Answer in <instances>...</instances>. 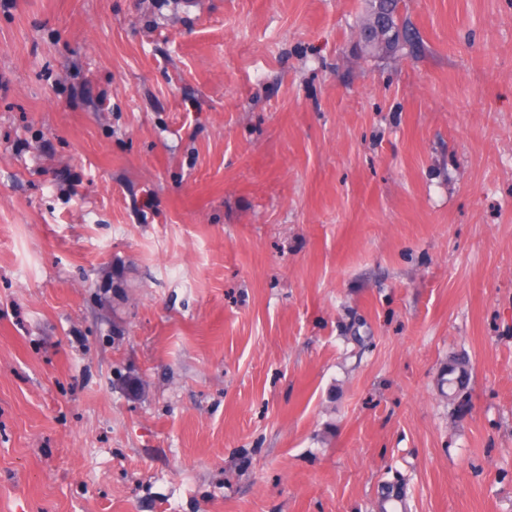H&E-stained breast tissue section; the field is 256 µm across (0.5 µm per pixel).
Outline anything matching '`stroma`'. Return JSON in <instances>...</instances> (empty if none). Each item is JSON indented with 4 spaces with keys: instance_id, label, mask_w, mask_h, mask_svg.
I'll return each instance as SVG.
<instances>
[{
    "instance_id": "35a3bbf8",
    "label": "stroma",
    "mask_w": 512,
    "mask_h": 512,
    "mask_svg": "<svg viewBox=\"0 0 512 512\" xmlns=\"http://www.w3.org/2000/svg\"><path fill=\"white\" fill-rule=\"evenodd\" d=\"M405 3L0 0V512H512V0ZM399 2V0L369 1L370 15L361 30L372 31L373 41L365 46L366 52L371 54L370 56L363 55L365 58L374 57L383 51L402 52L403 55H413L417 52L418 37L407 20L401 18ZM379 16L387 18L390 24L389 32H377ZM471 368L466 357H454L439 379L440 393L453 405L461 408L467 402ZM445 388L448 390L446 391ZM400 488L401 485L398 483H388L382 488L378 505L379 512L405 511L403 494Z\"/></svg>"
}]
</instances>
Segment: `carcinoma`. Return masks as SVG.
<instances>
[{"instance_id":"1","label":"carcinoma","mask_w":512,"mask_h":512,"mask_svg":"<svg viewBox=\"0 0 512 512\" xmlns=\"http://www.w3.org/2000/svg\"><path fill=\"white\" fill-rule=\"evenodd\" d=\"M370 15L362 30L373 32V41L365 46L375 56L383 51L412 55L418 50V37L407 20L401 18L399 0H369ZM471 368L466 357H455L439 379L440 393L461 408L467 402ZM379 512H405L401 485L388 483L381 490Z\"/></svg>"}]
</instances>
